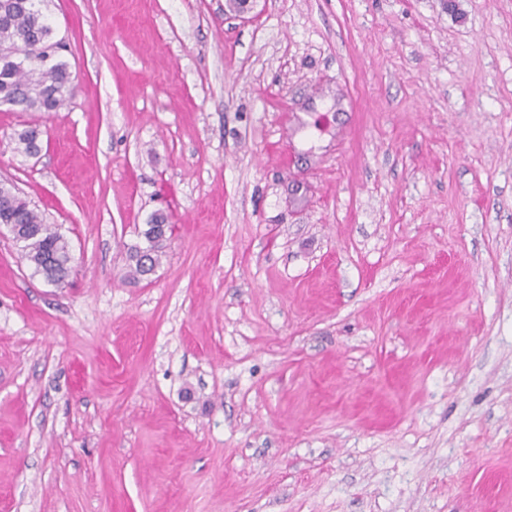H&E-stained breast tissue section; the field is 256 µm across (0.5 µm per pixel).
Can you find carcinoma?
Returning a JSON list of instances; mask_svg holds the SVG:
<instances>
[{
	"label": "carcinoma",
	"mask_w": 512,
	"mask_h": 512,
	"mask_svg": "<svg viewBox=\"0 0 512 512\" xmlns=\"http://www.w3.org/2000/svg\"><path fill=\"white\" fill-rule=\"evenodd\" d=\"M39 0H0V105L22 112H57L72 91L66 63L54 59L59 43L37 7ZM21 152L40 151V131L28 127L18 134ZM0 224H10L13 240L43 278L60 286L68 278L72 255L67 239L44 222L31 202L9 183H0ZM173 225L163 212L154 213L141 236L145 246L130 254L131 272L143 277L154 270L164 253Z\"/></svg>",
	"instance_id": "1"
}]
</instances>
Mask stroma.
I'll use <instances>...</instances> for the list:
<instances>
[{"label": "stroma", "instance_id": "35a3bbf8", "mask_svg": "<svg viewBox=\"0 0 512 512\" xmlns=\"http://www.w3.org/2000/svg\"><path fill=\"white\" fill-rule=\"evenodd\" d=\"M224 3L42 4L0 180L74 261L0 226V512H512V0ZM0 0V105L22 112H56L72 91L60 48L37 2ZM0 224H12L13 240L38 274L60 286L68 278L72 255L67 239L53 224H45L31 202L9 183H0ZM173 224H169V217L163 212L154 213L141 236L145 240L144 247H135L130 254V260L134 263L131 272L136 277H144L154 270L164 253V243L172 235Z\"/></svg>", "mask_w": 512, "mask_h": 512}]
</instances>
